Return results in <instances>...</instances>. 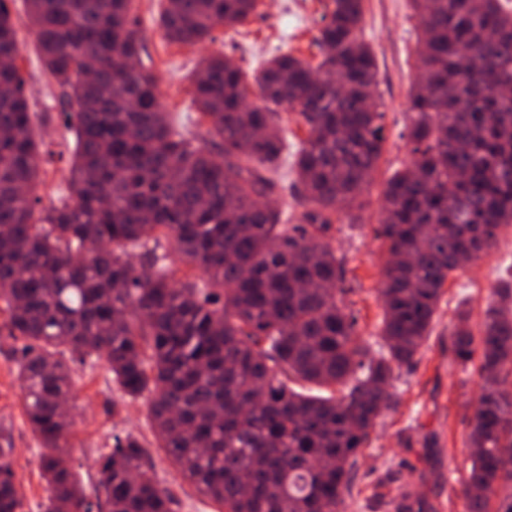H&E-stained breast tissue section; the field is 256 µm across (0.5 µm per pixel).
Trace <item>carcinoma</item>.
Here are the masks:
<instances>
[{
  "label": "carcinoma",
  "mask_w": 512,
  "mask_h": 512,
  "mask_svg": "<svg viewBox=\"0 0 512 512\" xmlns=\"http://www.w3.org/2000/svg\"><path fill=\"white\" fill-rule=\"evenodd\" d=\"M363 0H330L313 66L288 52L247 74L221 54L193 75L218 162L176 130L149 67L134 0H24L46 72L75 133L68 195L40 206L41 147L18 60L12 0H0V310L23 341L26 421L44 451L42 512H178L146 449L113 436L85 493L63 449L73 418L70 364L105 359L112 382L149 392L159 447L224 512H339L356 457L395 404L394 370L433 331L448 278L512 229V7L505 0H412L420 79L406 123L412 158L386 184L378 234L383 345L371 355L336 302L332 224L370 184L383 154L375 55L358 40ZM257 0H165L164 37L214 40ZM472 53L474 66L463 65ZM307 138L293 170L294 224L258 201L281 171L280 109ZM175 254L201 275L179 280ZM455 361H479L482 393L461 479L467 512H512V273L479 334L461 313ZM11 443L0 447V512H24Z\"/></svg>",
  "instance_id": "obj_1"
}]
</instances>
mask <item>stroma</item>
Segmentation results:
<instances>
[{
    "label": "stroma",
    "mask_w": 512,
    "mask_h": 512,
    "mask_svg": "<svg viewBox=\"0 0 512 512\" xmlns=\"http://www.w3.org/2000/svg\"><path fill=\"white\" fill-rule=\"evenodd\" d=\"M162 3L136 0L141 36L161 101L177 128L193 131L202 121L193 99L191 73L203 57L221 53L248 72L280 51L313 64L320 60L313 40L324 0H258L255 13L244 26L217 27L214 41L194 45L164 38L157 24ZM13 19L22 46L19 65L27 78L31 110L37 115L36 132L43 140L36 193L47 207L67 191L73 136L58 119L61 90L46 74L34 47L22 0H15ZM419 35L411 0H364L357 36L375 54V96L385 114L386 142L354 218L336 222L331 245L343 260L344 285L349 289L343 301L357 317L358 340L372 350L379 343L378 323L383 315L379 290L386 259L385 247L374 230L386 181L409 157L401 133L418 75ZM511 267L509 230L481 260L449 278L430 339L414 363L400 369L394 383L397 407L377 419L369 444L357 458L352 494L343 512H389L385 500L406 489L421 500V512H464L459 478L470 464L469 435L482 381L475 368L455 363L450 330L462 301L472 311L470 326H479L498 278ZM4 319L0 313V435L9 438L14 448L25 512H40L46 497L38 464L42 448L24 416L16 345L7 334ZM71 376L75 424L67 441L79 481L87 485L96 479L99 458L113 433L130 432L144 444L157 481L179 499V512H223L218 502L182 480L165 449L159 448L149 420L148 396L122 397L102 360L73 365Z\"/></svg>",
    "instance_id": "obj_1"
}]
</instances>
